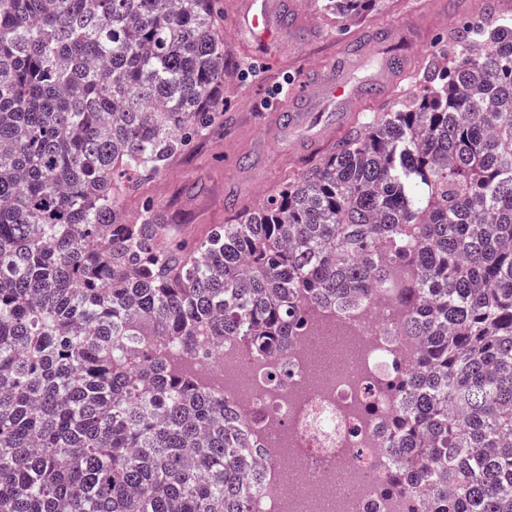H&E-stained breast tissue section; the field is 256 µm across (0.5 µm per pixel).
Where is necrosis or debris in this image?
<instances>
[{
    "mask_svg": "<svg viewBox=\"0 0 512 512\" xmlns=\"http://www.w3.org/2000/svg\"><path fill=\"white\" fill-rule=\"evenodd\" d=\"M317 317L277 360L228 339L201 369L252 421L264 468L250 512H415L417 501L386 491L398 409L387 387L413 339L395 333L386 299Z\"/></svg>",
    "mask_w": 512,
    "mask_h": 512,
    "instance_id": "1",
    "label": "necrosis or debris"
}]
</instances>
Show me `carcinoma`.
Instances as JSON below:
<instances>
[{
	"label": "carcinoma",
	"instance_id": "carcinoma-1",
	"mask_svg": "<svg viewBox=\"0 0 512 512\" xmlns=\"http://www.w3.org/2000/svg\"><path fill=\"white\" fill-rule=\"evenodd\" d=\"M353 14L376 0H323ZM257 211L171 237L122 177L215 126V0H0V512H249L255 438L193 372L276 358L312 311L397 290L422 343L397 470L433 512H512V13Z\"/></svg>",
	"mask_w": 512,
	"mask_h": 512
}]
</instances>
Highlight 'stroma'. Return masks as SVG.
Returning a JSON list of instances; mask_svg holds the SVG:
<instances>
[{"instance_id":"35a3bbf8","label":"stroma","mask_w":512,"mask_h":512,"mask_svg":"<svg viewBox=\"0 0 512 512\" xmlns=\"http://www.w3.org/2000/svg\"><path fill=\"white\" fill-rule=\"evenodd\" d=\"M238 2H217L224 54L234 69L224 80L222 115L213 134L172 157L160 176L136 181L123 202L130 221L152 202L162 223L186 242L203 238L242 209L258 207L345 138V131L335 130L306 152L291 154L271 135L274 117L302 91L311 72L339 64L354 44L363 47L360 65L349 73L354 83L369 79L380 60L396 57L386 92L364 100L353 117L386 111L395 97L419 91L424 69L447 66L450 31L483 18L486 7V0H376L362 15L336 17L323 13L319 0H292L284 35L259 44L242 35Z\"/></svg>"}]
</instances>
